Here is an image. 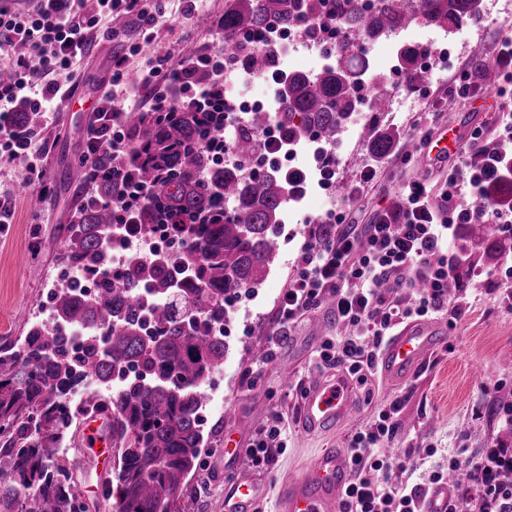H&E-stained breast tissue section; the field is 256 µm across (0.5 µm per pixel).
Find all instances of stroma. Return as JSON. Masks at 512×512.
I'll use <instances>...</instances> for the list:
<instances>
[{"instance_id":"stroma-1","label":"stroma","mask_w":512,"mask_h":512,"mask_svg":"<svg viewBox=\"0 0 512 512\" xmlns=\"http://www.w3.org/2000/svg\"><path fill=\"white\" fill-rule=\"evenodd\" d=\"M225 0H205L201 12L191 20L182 19L178 0H168L167 20L153 38H144L134 22H127L118 38L97 39L89 55L80 63L78 93L81 107L62 109L52 124L42 125L41 136L48 146L43 165L50 188L41 206H34L25 193L26 165L0 166V192L12 198V219L0 224V348L18 347L30 322L47 306L59 266L56 262L59 232L71 223L72 214L84 198L82 189L64 182L62 173L80 162L88 137V106L100 95L110 77L113 53L134 47L129 57V77L137 79L156 55H179L185 42H215L213 21L224 12ZM479 23L463 25L457 44L448 56H431L427 84L414 88L417 107L410 112L354 113L337 138L339 178L328 194L311 193L289 204L279 229L280 263L255 292L249 307L229 312L233 339L224 361V370L215 380V393L202 423L205 438L216 449L203 457V468L192 477L183 501L185 512H224V484L246 474L243 463L226 468L223 444L233 439L237 447H248L255 431L269 413L279 412L288 419V448L279 455L271 470L256 473L267 483L269 492L256 512H281L277 497L280 483L302 473L324 448L345 447L351 432L371 418L376 407L389 396L400 398L399 447L431 443L436 456L423 458L415 453L403 457L405 476L416 477L431 470L439 459L456 449L472 451L486 447L494 438L505 436L496 398L500 391L512 392V310L501 307L484 284L466 279V312L455 328H448L444 348L425 360L418 374L408 381L389 384L369 378L356 385V412L352 420L332 431L309 434L296 421L299 393L313 375L311 354L323 336L339 332L333 315L321 309L305 314L290 325L275 357L263 361L266 338L277 327V308L288 286L292 265L304 239L313 229L317 216L331 201L345 199L357 171L373 165L375 176L361 190L359 201L348 211L353 224L370 223L375 213L388 206L400 187L419 176V165H398L397 155L416 151L419 143L407 132L416 122L425 123L432 141L467 137L472 128L483 127L496 135L502 123L512 120V99L487 96L476 90L460 98L457 106L445 108L449 79L461 69H473L476 60L493 58L499 70H512V62L497 60V44L512 33V11L501 9V0H482ZM393 128L399 133L390 156L373 162L362 138L363 126ZM262 363L259 377H251L255 363ZM293 364L292 382L281 375L284 364Z\"/></svg>"}]
</instances>
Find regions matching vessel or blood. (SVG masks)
<instances>
[{
  "label": "vessel or blood",
  "instance_id": "obj_1",
  "mask_svg": "<svg viewBox=\"0 0 512 512\" xmlns=\"http://www.w3.org/2000/svg\"><path fill=\"white\" fill-rule=\"evenodd\" d=\"M445 337L431 324L412 322L389 336L381 348L378 369L383 379L397 382L415 373L423 359ZM354 416L353 388L343 375L314 376L306 387L297 410L301 425L310 430L336 426ZM87 457L100 465L112 450V421L107 414L85 417L82 424ZM350 479L344 449L328 448L319 453L307 470L279 488L285 512H338L342 493ZM451 480L432 487L422 503V512H448ZM263 483L249 477L237 478L224 488V512H253L265 495Z\"/></svg>",
  "mask_w": 512,
  "mask_h": 512
}]
</instances>
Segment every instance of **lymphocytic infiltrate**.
Listing matches in <instances>:
<instances>
[{
    "label": "lymphocytic infiltrate",
    "instance_id": "obj_1",
    "mask_svg": "<svg viewBox=\"0 0 512 512\" xmlns=\"http://www.w3.org/2000/svg\"><path fill=\"white\" fill-rule=\"evenodd\" d=\"M165 16L164 0H28L27 6L0 5V162L24 158L30 180L44 185L40 158L46 151L36 134L16 130L17 103L54 118L64 99L79 83L76 64L87 53L92 36L115 37L111 21L134 20L144 34H153ZM129 55L114 53L112 75L98 105L100 136L111 137L125 149V135L112 119V95L124 84ZM182 64L164 54L151 60L138 86L153 112H173L190 105L193 91L180 87ZM512 141V123L501 138L487 139L474 128L460 166L449 168L439 187L414 181L400 190L396 207L378 213L374 223L350 229L345 210L332 208L326 223L336 231L330 243L312 236L302 243L293 275L278 307L280 327H288L305 312L328 305L344 331L327 336L316 350L317 370L342 368L360 382L378 372L379 353L394 329L407 321L448 315L456 326L462 299H450L448 281L459 273L461 258L452 241L462 224H494L512 237V206L492 200L488 189L512 177V157L499 153L500 139ZM401 402L392 399L378 408L347 443L351 478L340 512H419L418 503L450 473L464 471L469 483L453 494L448 512H512V449L491 447L482 453L447 456L420 483L400 482L386 448L399 430ZM288 446V422L270 414L245 453L249 468L269 469Z\"/></svg>",
    "mask_w": 512,
    "mask_h": 512
}]
</instances>
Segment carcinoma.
<instances>
[{
	"label": "carcinoma",
	"mask_w": 512,
	"mask_h": 512,
	"mask_svg": "<svg viewBox=\"0 0 512 512\" xmlns=\"http://www.w3.org/2000/svg\"><path fill=\"white\" fill-rule=\"evenodd\" d=\"M329 2L340 38L328 53L334 65L312 77L288 76L282 111L252 112L237 124L236 148L261 155L260 134L272 122L288 141L314 140L328 146L349 115L366 101L381 112V77L370 72L359 44L404 31L415 24L452 29L475 21L482 0H227L217 22L224 28L229 62L246 76L274 71L278 52L256 48L239 37L255 31H297L316 40V15ZM422 49L403 45L399 71L408 83L426 79ZM194 64L181 73L188 87L208 90L195 109L208 113L214 128L224 126V88L213 77L205 47L190 44ZM18 124L29 131L42 114L23 107ZM186 110L123 116L128 148L117 151L102 137L90 156L64 173L70 184L94 187L77 207L57 262L98 275L89 292L74 280L53 290V321L31 323L21 345L0 351V512H85L75 489L80 456L62 461L70 427L87 407L112 413L115 502L111 512H180L188 478L198 472L204 452L201 412L207 388L224 368L229 351L216 330L227 304L253 291L279 260L281 214L288 188L274 171L252 177L239 164H218V144L205 143L210 130ZM394 133L367 128V148L389 155ZM157 157L166 175L157 179L146 153ZM149 186L136 205V224H117L113 203L125 200L112 175ZM131 229L142 235L162 231L174 254L131 259L120 271L112 264V236ZM512 241L484 224L462 252L487 263L497 261ZM87 328L79 347L71 332ZM121 375L109 393L72 396L90 378L102 386Z\"/></svg>",
	"instance_id": "obj_1"
}]
</instances>
